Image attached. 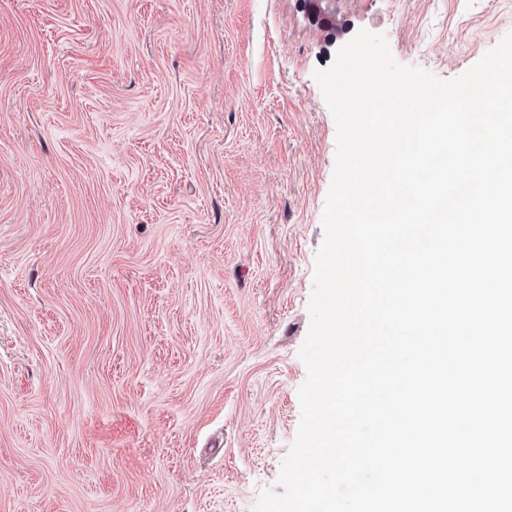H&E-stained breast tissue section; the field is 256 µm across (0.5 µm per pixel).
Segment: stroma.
I'll list each match as a JSON object with an SVG mask.
<instances>
[{"label":"stroma","mask_w":512,"mask_h":512,"mask_svg":"<svg viewBox=\"0 0 512 512\" xmlns=\"http://www.w3.org/2000/svg\"><path fill=\"white\" fill-rule=\"evenodd\" d=\"M453 79L512 0H0V512H253L300 422L360 30ZM303 9L323 23H330L336 16L337 0H297Z\"/></svg>","instance_id":"obj_1"}]
</instances>
